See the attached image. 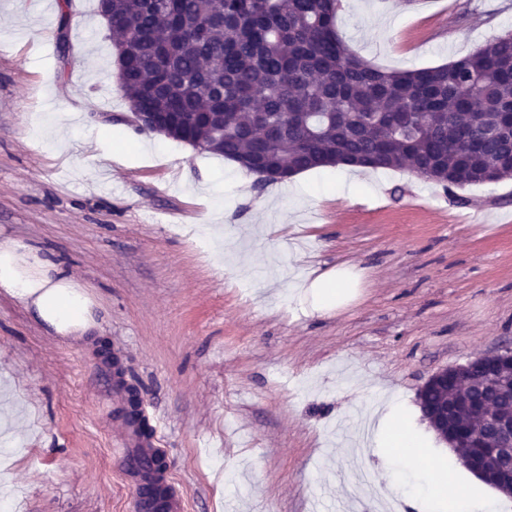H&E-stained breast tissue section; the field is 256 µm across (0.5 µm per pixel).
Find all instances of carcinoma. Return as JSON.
Wrapping results in <instances>:
<instances>
[{
    "label": "carcinoma",
    "mask_w": 512,
    "mask_h": 512,
    "mask_svg": "<svg viewBox=\"0 0 512 512\" xmlns=\"http://www.w3.org/2000/svg\"><path fill=\"white\" fill-rule=\"evenodd\" d=\"M338 0H112L122 90L134 112H162L170 138L266 179L340 161L407 167L446 190L512 178V34L445 65L384 71L336 28ZM427 401L463 413L512 411L508 365L474 367Z\"/></svg>",
    "instance_id": "cac0c4a2"
}]
</instances>
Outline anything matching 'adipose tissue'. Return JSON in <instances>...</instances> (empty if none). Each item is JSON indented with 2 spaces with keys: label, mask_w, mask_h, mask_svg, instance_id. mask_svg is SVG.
Wrapping results in <instances>:
<instances>
[{
  "label": "adipose tissue",
  "mask_w": 512,
  "mask_h": 512,
  "mask_svg": "<svg viewBox=\"0 0 512 512\" xmlns=\"http://www.w3.org/2000/svg\"><path fill=\"white\" fill-rule=\"evenodd\" d=\"M364 278L351 266L304 283L301 298L320 311L349 302ZM0 289L32 309L38 319L60 336H82L94 326L87 291L52 254L17 243L0 246ZM375 432L389 449V462L397 470L417 469L424 480V494L403 493L408 512H432L434 506L446 512H492L490 498H477L473 487L459 484L443 463L416 438L402 410L391 408L378 420Z\"/></svg>",
  "instance_id": "ef3b65f1"
}]
</instances>
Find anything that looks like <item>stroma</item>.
I'll return each mask as SVG.
<instances>
[{
  "mask_svg": "<svg viewBox=\"0 0 512 512\" xmlns=\"http://www.w3.org/2000/svg\"><path fill=\"white\" fill-rule=\"evenodd\" d=\"M41 0H0V244L54 252L92 300V340L57 336L0 289V499L11 512H133L113 451L126 389L165 422L187 512H341L384 450L346 447L396 403L465 473L418 395L512 348V179L469 205L407 169L332 170L294 192L241 187L224 157L139 129L97 0H70L69 48ZM349 48L386 71L436 67L512 32V0H340ZM75 117L66 151L46 132ZM224 237V263L211 259ZM366 278L322 312L294 276Z\"/></svg>",
  "mask_w": 512,
  "mask_h": 512,
  "instance_id": "35a3bbf8",
  "label": "stroma"
}]
</instances>
